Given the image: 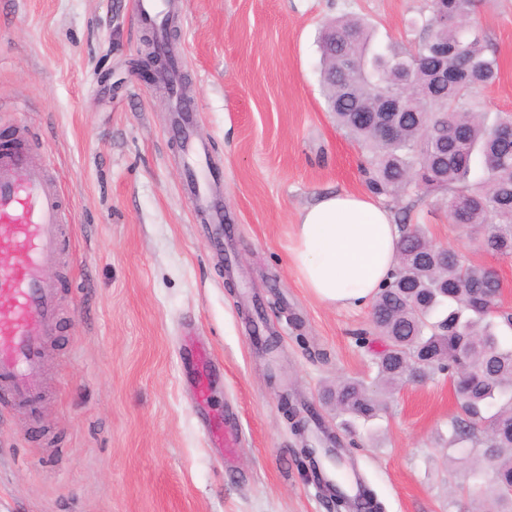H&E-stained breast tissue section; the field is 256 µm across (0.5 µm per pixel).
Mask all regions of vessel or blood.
Masks as SVG:
<instances>
[{"mask_svg":"<svg viewBox=\"0 0 512 512\" xmlns=\"http://www.w3.org/2000/svg\"><path fill=\"white\" fill-rule=\"evenodd\" d=\"M134 8L158 45L168 48L174 0H134ZM180 75V63H173L166 87L181 131L185 191L202 222L219 239L224 211L212 192L219 172L208 146L194 132V108L183 99ZM48 165V157L32 149L27 128H18L11 143L0 147V256L11 259L0 266L1 411L33 407L46 338L57 327L59 299L44 269L62 250L67 215ZM322 474L329 489L347 496L357 510L362 508V482L354 468L341 473L329 465Z\"/></svg>","mask_w":512,"mask_h":512,"instance_id":"vessel-or-blood-1","label":"vessel or blood"}]
</instances>
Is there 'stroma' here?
<instances>
[{
	"instance_id": "1",
	"label": "stroma",
	"mask_w": 512,
	"mask_h": 512,
	"mask_svg": "<svg viewBox=\"0 0 512 512\" xmlns=\"http://www.w3.org/2000/svg\"><path fill=\"white\" fill-rule=\"evenodd\" d=\"M427 3L177 0L173 45L196 133L223 172L219 250L184 191L167 91L141 76L149 30L133 0H0V137L31 131L70 214L66 263L48 270L61 311L41 396L0 414V512H336L281 409L284 391L351 445L382 512H478V498L448 491V379L395 390L381 417L343 434L320 395L342 378L373 381L380 342H355L371 311L317 300L289 255L302 208L368 190L358 145L326 110L322 23L356 15L377 41L408 46L419 39L408 21ZM472 20L501 66L483 107L512 112V0H480ZM409 221L493 269L512 308V258L450 223L444 195L423 198ZM255 303L279 340L275 358L244 320ZM187 329L213 357L203 407L179 342ZM227 409L242 431L231 472L206 433Z\"/></svg>"
}]
</instances>
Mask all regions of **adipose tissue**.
Listing matches in <instances>:
<instances>
[{
	"mask_svg": "<svg viewBox=\"0 0 512 512\" xmlns=\"http://www.w3.org/2000/svg\"><path fill=\"white\" fill-rule=\"evenodd\" d=\"M402 236L392 212L370 195H324L298 215L291 264L321 301L361 309L393 269Z\"/></svg>",
	"mask_w": 512,
	"mask_h": 512,
	"instance_id": "ef3b65f1",
	"label": "adipose tissue"
}]
</instances>
